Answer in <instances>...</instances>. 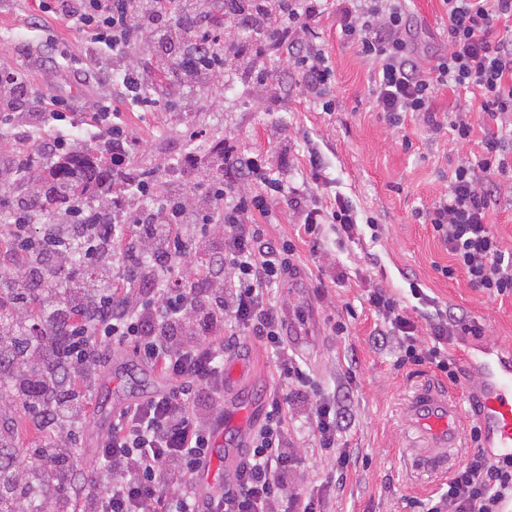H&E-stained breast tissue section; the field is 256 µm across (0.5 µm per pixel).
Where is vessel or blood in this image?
Listing matches in <instances>:
<instances>
[{
	"instance_id": "obj_1",
	"label": "vessel or blood",
	"mask_w": 512,
	"mask_h": 512,
	"mask_svg": "<svg viewBox=\"0 0 512 512\" xmlns=\"http://www.w3.org/2000/svg\"><path fill=\"white\" fill-rule=\"evenodd\" d=\"M466 369L478 380L479 406L469 411L461 398H449L447 390L428 385L410 399L406 414L427 445L421 456L443 466L454 459L468 423H476L481 446L499 457H512V356L488 348L466 358Z\"/></svg>"
}]
</instances>
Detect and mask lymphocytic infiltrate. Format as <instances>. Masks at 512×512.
<instances>
[{"mask_svg": "<svg viewBox=\"0 0 512 512\" xmlns=\"http://www.w3.org/2000/svg\"><path fill=\"white\" fill-rule=\"evenodd\" d=\"M185 2L189 27L183 34L171 24L173 0H52L51 11L84 36L91 51L111 54L129 99L150 111L158 105L149 95L151 72L123 63L139 36L150 34L161 53L175 56L174 76L182 84L224 72L230 64L223 26L213 24L200 0ZM442 3L448 45L429 68L421 64L406 0H341V36L375 65L372 93L390 127H401L404 113L413 112L429 128H440L434 102L448 87L476 91L484 114L499 125L479 161L459 160L447 193L425 218L452 259L443 275L464 271L473 288L504 296L512 294V250L488 223L495 194L486 184L512 172L503 145L512 137V0ZM320 13V0H287L273 19L268 0H252L243 16L250 39L234 56L256 58L268 27L276 26L275 51L329 111L336 105L333 70L311 26ZM98 111L99 128L87 136L105 131L112 145V211L88 205L74 211L69 223L46 224L36 234L29 218L13 225V245L28 262L18 277L0 280V355L11 362L36 350L43 374L16 377L12 386L45 429L86 421L81 393L57 376L92 378L108 343L132 344L140 363L184 385L133 398L113 412L98 464L80 481H73L61 449H39V456L53 454L57 463L59 512H323L321 496L293 491L296 457L288 408L309 403L320 448L337 452L336 399L307 392L308 380L282 337L269 290L297 274L295 248L264 240L260 223L272 218L273 194L284 193L311 241L327 226L352 240L362 234L357 209L340 194L326 204L314 187L285 188L260 155H246L230 143L222 171L206 174L197 192H188L183 180L186 167L198 159L194 152L177 157L171 180L157 182L132 166L142 153L140 143L125 124L112 120L109 103L101 102ZM75 241L85 244L99 276L116 274L120 287L102 293L93 283L72 280L49 312L48 328L23 322L30 299L46 294V272L67 266ZM369 302L388 333L399 337L400 364H433L453 382L458 373L449 345L460 336L484 334L476 321L438 308L424 317L429 341L422 346L415 322L395 298L378 289ZM244 330L273 350L280 375L297 386L273 392L233 481L203 494L197 477L214 448L224 356L238 349ZM511 500L512 457L480 452L455 469L446 489L424 503L422 512H502Z\"/></svg>", "mask_w": 512, "mask_h": 512, "instance_id": "lymphocytic-infiltrate-1", "label": "lymphocytic infiltrate"}]
</instances>
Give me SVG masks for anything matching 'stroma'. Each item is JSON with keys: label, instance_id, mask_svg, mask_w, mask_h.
I'll return each mask as SVG.
<instances>
[{"label": "stroma", "instance_id": "stroma-1", "mask_svg": "<svg viewBox=\"0 0 512 512\" xmlns=\"http://www.w3.org/2000/svg\"><path fill=\"white\" fill-rule=\"evenodd\" d=\"M42 5L43 0H0V68L22 72L28 87L44 97L46 110L59 108L72 113L75 124H90L98 101L111 97L112 86L87 81L86 76L105 63L91 60L82 38ZM408 7L417 23V43L443 49L448 17L441 0H409ZM337 22L334 0H326L315 31L334 69V111H323L297 76L288 73L285 62L271 54L262 63L281 73L280 89L255 84L234 66L226 74L175 88L160 75L158 92L173 98V106L153 113L126 106L122 119L146 150L143 163L161 178L190 129L202 132L204 146L231 138L242 149L262 153L288 186L310 181L308 151L317 149L335 180V191L348 196L362 217L375 221L377 239L365 235L343 241L328 230L315 245L289 212L286 197L279 196L274 201L278 220L264 227L266 239L288 240L296 247L298 273L272 286L271 299L279 315L288 316L300 330L303 342L294 353L311 389L335 395L343 418L338 446L350 456L346 469H339L334 456L321 451L306 413H298L288 423L298 460L294 480L299 491L321 490L326 512H421V502L447 482L449 472L417 454L421 441L408 426L407 401L428 384L456 395L473 382L451 383L428 363L398 364V340L382 335L383 323L368 296L380 288L399 300L424 342L427 308L408 290L409 282H418L435 303L484 328L481 338L462 336L449 345L453 357L494 345L512 351V295L480 292L461 272L444 276L448 251L422 218L447 191L458 160L478 159L495 126L471 94L444 89L436 105L442 112L466 109L473 126L469 141H457L445 127L429 129L414 114L407 116L401 131H394L374 105L367 63L343 41ZM53 43L72 58L69 76L46 61ZM496 184L497 203L488 221L512 249V179L500 176ZM230 357L243 361L246 372L225 390V406L250 408L256 420H263L270 393L287 388V381L255 336L242 335ZM171 385L140 363L131 348L106 349L86 391L90 417L76 427L69 447L75 472L96 467L97 447L108 434L113 410L123 406L126 396Z\"/></svg>", "mask_w": 512, "mask_h": 512}]
</instances>
